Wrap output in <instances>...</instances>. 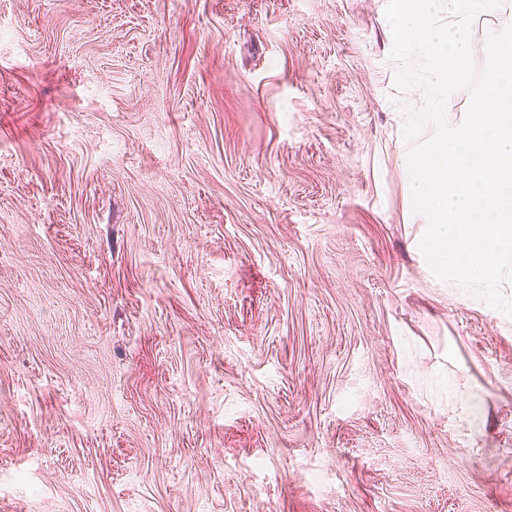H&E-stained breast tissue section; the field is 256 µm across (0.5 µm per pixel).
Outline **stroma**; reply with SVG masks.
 <instances>
[{"instance_id": "obj_1", "label": "stroma", "mask_w": 512, "mask_h": 512, "mask_svg": "<svg viewBox=\"0 0 512 512\" xmlns=\"http://www.w3.org/2000/svg\"><path fill=\"white\" fill-rule=\"evenodd\" d=\"M386 4L0 0V512H512Z\"/></svg>"}]
</instances>
